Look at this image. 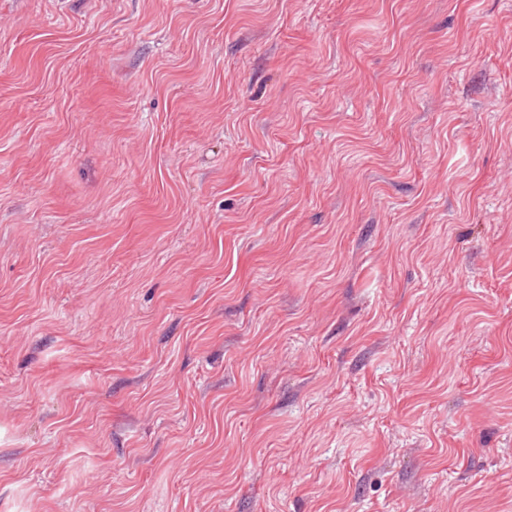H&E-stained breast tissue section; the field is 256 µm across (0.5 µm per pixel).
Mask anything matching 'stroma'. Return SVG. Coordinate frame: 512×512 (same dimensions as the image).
Segmentation results:
<instances>
[{"label": "stroma", "mask_w": 512, "mask_h": 512, "mask_svg": "<svg viewBox=\"0 0 512 512\" xmlns=\"http://www.w3.org/2000/svg\"><path fill=\"white\" fill-rule=\"evenodd\" d=\"M0 512H512V0H0Z\"/></svg>", "instance_id": "obj_1"}]
</instances>
